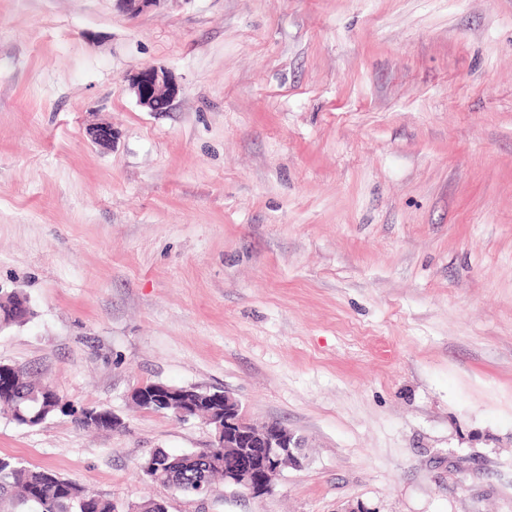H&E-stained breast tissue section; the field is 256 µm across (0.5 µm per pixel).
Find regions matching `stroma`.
Returning <instances> with one entry per match:
<instances>
[{
	"instance_id": "35a3bbf8",
	"label": "stroma",
	"mask_w": 512,
	"mask_h": 512,
	"mask_svg": "<svg viewBox=\"0 0 512 512\" xmlns=\"http://www.w3.org/2000/svg\"><path fill=\"white\" fill-rule=\"evenodd\" d=\"M0 290L33 311L0 362L122 421L0 410V456L118 512H512V0H0ZM146 383L228 391L304 465L152 482L212 434ZM139 105L150 112H164L179 93L170 72L160 66L146 65L127 76Z\"/></svg>"
}]
</instances>
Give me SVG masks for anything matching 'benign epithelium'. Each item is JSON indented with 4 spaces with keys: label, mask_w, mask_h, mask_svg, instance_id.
<instances>
[{
    "label": "benign epithelium",
    "mask_w": 512,
    "mask_h": 512,
    "mask_svg": "<svg viewBox=\"0 0 512 512\" xmlns=\"http://www.w3.org/2000/svg\"><path fill=\"white\" fill-rule=\"evenodd\" d=\"M119 8L131 17H137L156 6L160 0H116ZM139 105L149 112H164L179 93V86L170 72L160 66L146 65L127 76ZM92 142L110 148L116 138L112 126L100 124L89 128ZM152 397L170 404L168 411L180 419L198 414V400L186 394L172 400L162 390H154ZM212 402L217 407L206 418L214 435V447L224 449V458L233 461L224 469V482L237 485L250 494L260 496L271 489L273 476L283 462L298 465L295 449L305 447L278 422L261 427L252 424L230 394L217 393Z\"/></svg>",
    "instance_id": "1"
}]
</instances>
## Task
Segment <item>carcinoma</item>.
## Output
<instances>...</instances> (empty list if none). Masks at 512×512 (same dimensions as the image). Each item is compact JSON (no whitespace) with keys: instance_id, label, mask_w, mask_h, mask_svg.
Returning a JSON list of instances; mask_svg holds the SVG:
<instances>
[{"instance_id":"cac0c4a2","label":"carcinoma","mask_w":512,"mask_h":512,"mask_svg":"<svg viewBox=\"0 0 512 512\" xmlns=\"http://www.w3.org/2000/svg\"><path fill=\"white\" fill-rule=\"evenodd\" d=\"M13 370L18 379L14 394L0 404L12 412L23 426L37 427L58 413L77 416L81 425L92 427L84 408H75L57 392L30 380L24 367L0 364ZM224 449L207 448L200 452L169 454L156 449L141 468L153 482L187 496L209 493L213 481L224 477ZM0 505L7 512H116L115 505L88 491L81 484L58 477L52 471L27 466L9 457H0Z\"/></svg>"}]
</instances>
